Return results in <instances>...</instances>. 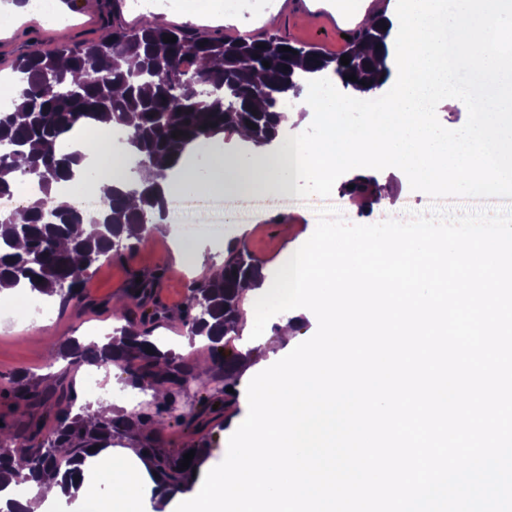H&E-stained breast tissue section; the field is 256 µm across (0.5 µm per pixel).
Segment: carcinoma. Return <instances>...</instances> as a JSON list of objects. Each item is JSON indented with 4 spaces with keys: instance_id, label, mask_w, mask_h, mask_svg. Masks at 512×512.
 Here are the masks:
<instances>
[{
    "instance_id": "obj_1",
    "label": "carcinoma",
    "mask_w": 512,
    "mask_h": 512,
    "mask_svg": "<svg viewBox=\"0 0 512 512\" xmlns=\"http://www.w3.org/2000/svg\"><path fill=\"white\" fill-rule=\"evenodd\" d=\"M394 24L388 18L374 26L350 33L341 64L340 56H328L314 47H299L276 33L262 37H199L189 26L147 25L130 30L106 22L93 41L65 44L53 53L28 48L18 57L15 71L23 89L8 112H0V197L11 193L10 175L16 172V159L27 158L23 175L39 174L36 186L43 198L34 205L0 214V286L27 288L48 297H60L62 304L84 300L82 286L90 268L108 256L121 237L124 226L141 228L152 220L166 219V205L152 185L134 187L143 207L126 208L123 198L107 187L100 189L99 205L93 211L51 205V193L62 181L73 177L72 165L78 153L61 152L58 140L79 127L111 120L127 124L134 113L139 122L127 130L128 145L147 168L167 156L178 161L189 145L200 138L219 133H246L265 144L276 136L285 120L282 103L287 94L300 95L307 75L334 79L354 93H369L385 84L392 75L395 44ZM174 35L176 42L163 37ZM380 46V55L367 53ZM288 46L285 52L281 47ZM195 57L196 67L185 70L183 57ZM270 66H263V62ZM355 75L357 81L348 80ZM369 83L365 87L360 81ZM183 135L173 138V132ZM89 224L86 235H73V228ZM260 266L230 242L224 268L192 287V296L182 321L191 339L204 338L212 362V377L235 387L236 361L220 353L217 344L226 336L238 335L243 320L241 296ZM164 275L158 268L142 282L131 278L127 302L121 305L125 324L113 329L108 343L85 346L76 338L65 339L58 355L73 364L117 365L135 388L145 384L160 387L166 394L196 378L195 367L185 357L161 349L150 340L154 325L167 318L159 306L149 312L155 288ZM162 359L163 373L153 370ZM23 407L20 417L11 422L0 415V437L22 441L11 448L0 441V491L12 482L30 479L40 482L63 476L65 480L83 478L93 446L103 447L112 434L154 423L151 415L138 412L114 416L103 404L90 410L85 406L73 412L76 392L62 372L40 384L26 373H18L11 386L0 392ZM54 400L53 421L37 415L47 400ZM175 417L186 428L200 430L210 423L204 411ZM159 439L146 440L142 451L156 473L155 491L163 494L196 480L193 471L209 453L204 442L180 451L168 452L158 446ZM195 451L188 468L181 467L183 455ZM20 457L23 475L14 467Z\"/></svg>"
}]
</instances>
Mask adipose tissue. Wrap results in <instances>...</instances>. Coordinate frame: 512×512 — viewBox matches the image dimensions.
<instances>
[{"mask_svg":"<svg viewBox=\"0 0 512 512\" xmlns=\"http://www.w3.org/2000/svg\"><path fill=\"white\" fill-rule=\"evenodd\" d=\"M394 47L397 74L380 89L347 103L329 95L312 79L304 95L286 100L287 132L255 144L238 134L195 142L193 155L205 168L161 160L166 177L160 195L166 203L187 197L231 195L242 199L279 198L310 185L335 187L337 171L379 159L404 172L427 191L453 188L464 195L512 194V0H404ZM456 69H449V59ZM466 75L474 119L455 134L440 129L433 101L453 104V87ZM322 119L320 139L310 140L308 121ZM112 125L100 123L96 138L80 147L74 168L82 177L96 168L102 185L122 192L151 180L131 170L128 153L116 154L108 140ZM99 481L75 480L70 489L48 482L37 496L0 493V512H44L65 493L93 512H139L146 474L135 448H104L94 456ZM107 486L109 494L98 491Z\"/></svg>","mask_w":512,"mask_h":512,"instance_id":"obj_1","label":"adipose tissue"}]
</instances>
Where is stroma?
<instances>
[{
    "label": "stroma",
    "instance_id": "stroma-1",
    "mask_svg": "<svg viewBox=\"0 0 512 512\" xmlns=\"http://www.w3.org/2000/svg\"><path fill=\"white\" fill-rule=\"evenodd\" d=\"M305 2L304 12L292 14L288 11L287 0H234L231 14L194 17L190 14L194 0H184L182 8L168 13L167 23L171 26L187 24L217 36L241 32L277 33L289 41L338 54L346 47V33L358 29L361 15L370 11V0ZM61 12L68 22L60 27L48 26L38 16L25 11L0 25V77L10 75L15 60L26 51L28 43L35 42L42 50L52 51L65 43L96 38L104 21L112 15V0H73L72 4L62 7ZM328 16L334 18V26L325 25L324 19ZM361 175L391 187L412 207L421 208L427 202L425 194L411 190L404 173L390 170L376 160L368 162L362 170L350 168L337 172L336 185L344 187ZM317 196V191L307 186L291 195L284 204L270 199L244 201L234 212L232 235L240 247L264 262L268 273H275L289 254L313 234L315 224L307 203ZM167 222L176 226L198 224L200 235L208 240L199 265L186 267L176 263L172 238L150 228L133 249L115 251L110 259L91 269L84 295L86 300L94 301V308H86L83 302L74 300L65 305L56 300L48 305L51 316L47 319L34 320L21 313L0 318V390L8 388L13 375L21 371L38 380L65 370L75 382L78 405L118 406L121 394L131 389L125 373L112 371L108 366H68L66 361L56 358L55 347L69 336L110 333L118 324L115 306L122 303L131 274L148 275L161 266L166 273L155 299L166 310L167 318L152 337L159 345L186 355L190 360L207 362V349L188 346L181 314L189 302L192 283L206 279L217 263L224 260V200L220 197L180 200L170 207ZM250 333V327H243L240 339L229 343L225 355L252 356L263 370L280 360L288 349L286 340L278 334L277 319L268 321L258 339H251ZM89 375L101 379L103 388H86L84 379ZM236 378L232 406L218 412L203 432L210 445L204 464L208 470L222 462L224 441L231 433L232 424L244 420L248 413L247 386L251 376L241 369Z\"/></svg>",
    "mask_w": 512,
    "mask_h": 512
}]
</instances>
